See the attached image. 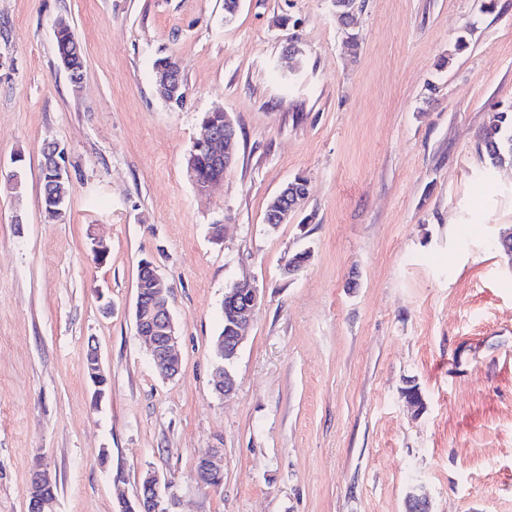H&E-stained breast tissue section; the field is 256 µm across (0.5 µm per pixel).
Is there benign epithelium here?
<instances>
[{
    "label": "benign epithelium",
    "mask_w": 512,
    "mask_h": 512,
    "mask_svg": "<svg viewBox=\"0 0 512 512\" xmlns=\"http://www.w3.org/2000/svg\"><path fill=\"white\" fill-rule=\"evenodd\" d=\"M161 80L158 86V93L165 97L175 92L180 86L182 75L181 67L163 68L160 70ZM46 154L50 156L55 164L50 166L47 173L51 180L63 182L66 171L61 163L64 150L56 142H51L45 147ZM198 150L206 154L216 174L210 179L203 181L196 175L195 169H190L191 177L201 192L210 190L212 186L221 182L224 175L218 173L221 168H229L236 159L238 151V140L236 127L229 116L218 124H205ZM151 288V293L144 296L136 292L134 305V319L137 336L148 346L152 365L158 375L168 379L175 377L181 368L180 355L177 351V334L175 325L168 311L163 295V281L154 265L148 261L141 264L140 278L137 279V287ZM259 302V292L255 288H246L238 283L224 289V319L232 336L228 340H220L218 349L226 360L234 359L243 341L242 330L249 323L252 313ZM213 387L221 395L229 396L234 392L233 380L227 373L226 368L216 369L213 377ZM223 453L221 448H208L202 453L206 459V465L195 471L194 477L197 484L202 488L211 490L218 488L213 483L216 476L222 475L221 465L218 459ZM141 483L151 487L155 495L153 498L142 501H132L127 497H118V503L130 510L139 512H171L175 504V497L169 494L172 481H161L155 473L148 471L142 478Z\"/></svg>",
    "instance_id": "7a95c632"
}]
</instances>
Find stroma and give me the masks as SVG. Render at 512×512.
I'll list each match as a JSON object with an SVG mask.
<instances>
[{"label":"stroma","mask_w":512,"mask_h":512,"mask_svg":"<svg viewBox=\"0 0 512 512\" xmlns=\"http://www.w3.org/2000/svg\"><path fill=\"white\" fill-rule=\"evenodd\" d=\"M483 3L358 0L353 50L332 0H240L229 23L224 0H0V512H27L37 460L57 475L53 512H113L149 471L172 480L173 512H406L419 491L431 512H512V261L495 247L512 167L477 149L512 104V0ZM61 18L84 50L77 90ZM166 55L179 108L155 90ZM217 110L239 153L202 194L186 158ZM51 141L70 191L54 222ZM299 174L307 199L270 227ZM143 258L170 287L172 379L136 334ZM235 282L260 302L225 397L215 342ZM208 448L224 451L215 491L194 479ZM70 27V24L64 20L60 19L57 21L55 29L56 31L64 30L66 28ZM56 38V44H57V52H58V59L60 61V64L64 61L63 57L68 55L71 52V45L73 44V40L75 39L74 33L72 29L70 30H64L60 34H55ZM73 53L80 57L81 53V47L80 45L74 41L73 44ZM64 64L66 66V69L68 72H71L70 66L67 64V61H64ZM61 195L63 200L62 206L58 204ZM69 202V186L68 183L60 185H52L42 176L41 204L48 219H59L63 213H66ZM63 211V213L60 212Z\"/></svg>","instance_id":"35a3bbf8"}]
</instances>
